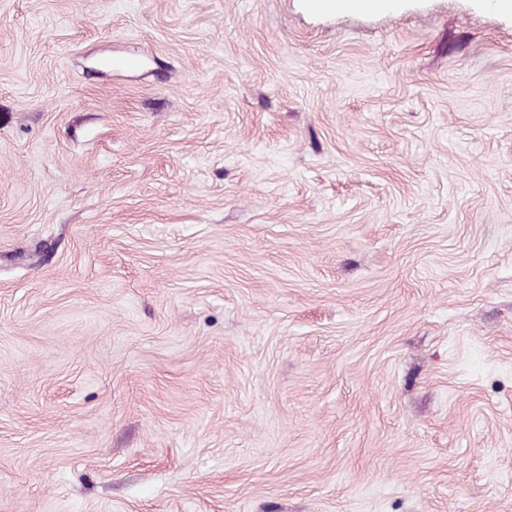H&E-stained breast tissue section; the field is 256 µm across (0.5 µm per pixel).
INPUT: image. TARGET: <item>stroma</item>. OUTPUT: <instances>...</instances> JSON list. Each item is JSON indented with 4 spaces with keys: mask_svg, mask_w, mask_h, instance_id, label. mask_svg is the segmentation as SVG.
Returning <instances> with one entry per match:
<instances>
[{
    "mask_svg": "<svg viewBox=\"0 0 512 512\" xmlns=\"http://www.w3.org/2000/svg\"><path fill=\"white\" fill-rule=\"evenodd\" d=\"M492 2L0 0V512H512Z\"/></svg>",
    "mask_w": 512,
    "mask_h": 512,
    "instance_id": "35a3bbf8",
    "label": "stroma"
}]
</instances>
